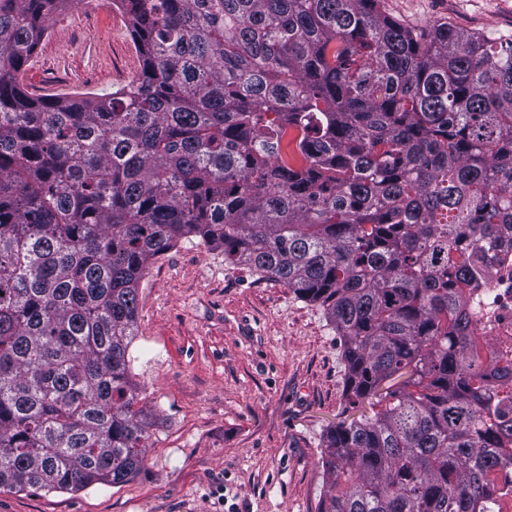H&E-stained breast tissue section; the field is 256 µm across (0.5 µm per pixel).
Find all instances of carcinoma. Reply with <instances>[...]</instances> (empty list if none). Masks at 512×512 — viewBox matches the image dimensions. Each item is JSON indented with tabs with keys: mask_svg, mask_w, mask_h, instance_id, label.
Returning a JSON list of instances; mask_svg holds the SVG:
<instances>
[{
	"mask_svg": "<svg viewBox=\"0 0 512 512\" xmlns=\"http://www.w3.org/2000/svg\"><path fill=\"white\" fill-rule=\"evenodd\" d=\"M68 2L0 0V488L142 466L138 289L195 236L322 307L350 408L374 409L327 431L319 512H489L512 366L477 350L463 290L512 248V35L379 0H115L139 75L32 98Z\"/></svg>",
	"mask_w": 512,
	"mask_h": 512,
	"instance_id": "1",
	"label": "carcinoma"
}]
</instances>
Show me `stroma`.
Returning <instances> with one entry per match:
<instances>
[{"label":"stroma","mask_w":512,"mask_h":512,"mask_svg":"<svg viewBox=\"0 0 512 512\" xmlns=\"http://www.w3.org/2000/svg\"><path fill=\"white\" fill-rule=\"evenodd\" d=\"M412 28L512 34V0H381ZM128 17L73 0L21 73L25 91L101 94L139 74ZM132 375L153 420L124 485L0 488V512H319L323 435L349 415L340 339L322 309L184 238L138 291Z\"/></svg>","instance_id":"1"}]
</instances>
